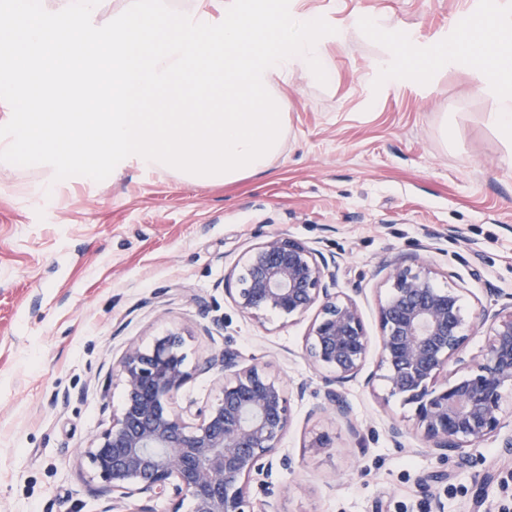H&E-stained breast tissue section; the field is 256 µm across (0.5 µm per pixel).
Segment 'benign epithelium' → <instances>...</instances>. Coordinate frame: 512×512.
<instances>
[{"instance_id":"7a95c632","label":"benign epithelium","mask_w":512,"mask_h":512,"mask_svg":"<svg viewBox=\"0 0 512 512\" xmlns=\"http://www.w3.org/2000/svg\"><path fill=\"white\" fill-rule=\"evenodd\" d=\"M336 260L286 235L247 250L224 276V292L236 309L259 324L274 313L293 322L317 309L305 350L326 371V406L357 436L351 408L339 387L356 378L371 339L355 300L336 288ZM376 273L389 284L378 305L380 350L376 372L387 396L413 405L415 426L428 451L463 455L499 435L504 401L512 391V295L475 314L464 307V289L434 285L433 267L418 259L383 258ZM473 331L487 337L477 356L465 352ZM178 330L147 348L126 346L112 366L123 386L120 413L92 440L85 455L92 478L112 492V503L135 499L128 512H277L269 478L273 457L291 423L289 389L260 362L245 364L226 348L201 367L222 380L221 395L190 413L171 406L192 377ZM267 500L254 502L252 488Z\"/></svg>"}]
</instances>
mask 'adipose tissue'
<instances>
[{"label":"adipose tissue","mask_w":512,"mask_h":512,"mask_svg":"<svg viewBox=\"0 0 512 512\" xmlns=\"http://www.w3.org/2000/svg\"><path fill=\"white\" fill-rule=\"evenodd\" d=\"M439 56L449 62L471 61L478 77L477 92L497 102L489 121L512 146V17L501 11L498 0H487L485 21L477 33L442 46Z\"/></svg>","instance_id":"1"}]
</instances>
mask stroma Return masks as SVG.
<instances>
[{"label": "stroma", "instance_id": "35a3bbf8", "mask_svg": "<svg viewBox=\"0 0 512 512\" xmlns=\"http://www.w3.org/2000/svg\"><path fill=\"white\" fill-rule=\"evenodd\" d=\"M298 8L336 28L326 43L335 80L285 85L287 135L266 174L203 186L127 170L59 182L51 206L38 200L42 167L0 162V512H101L109 495L91 481L85 450L121 408L112 365L129 342L173 329L193 371L175 409L216 401V371L197 365L227 347L305 384L280 447L294 467L273 472L278 512H512V459L498 440L465 461L433 455L412 407L360 379L341 389L360 430L352 435L321 410L324 372L304 347L309 318L271 314L260 325L224 293L225 273L251 246L285 234L335 256L337 286L374 339L386 257L428 261L437 287L465 288L471 313L492 293L512 294V160L485 121L495 101L477 92L465 61H433L460 28L480 30L484 0ZM372 22L410 45L394 66L427 69L426 78L392 81L374 68L387 45ZM394 422L405 430L397 445ZM320 433L330 447L310 448ZM441 471L450 479L422 492L421 480Z\"/></svg>", "mask_w": 512, "mask_h": 512}]
</instances>
